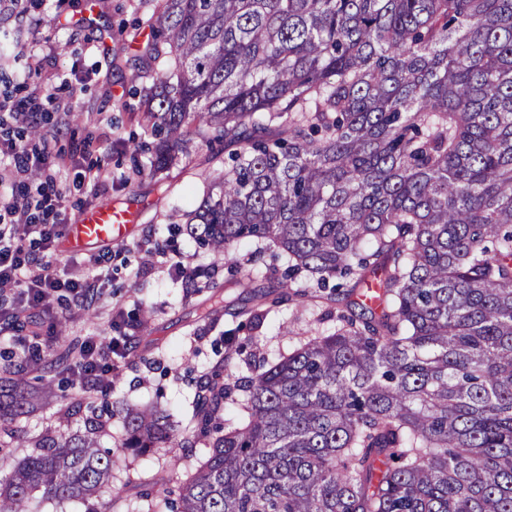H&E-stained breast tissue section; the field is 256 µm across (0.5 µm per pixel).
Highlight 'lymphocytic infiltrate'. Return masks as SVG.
Wrapping results in <instances>:
<instances>
[{
	"mask_svg": "<svg viewBox=\"0 0 512 512\" xmlns=\"http://www.w3.org/2000/svg\"><path fill=\"white\" fill-rule=\"evenodd\" d=\"M8 159V167L0 170V294L20 286L16 302L0 304V318L9 317L19 324L20 309L50 310L56 300L71 301L74 311H81L98 282L106 274L99 258L88 262L84 279L62 278L52 257L59 233L50 224L56 207L63 198L52 173L54 153L51 143L42 151L30 152L13 137L0 138V159ZM39 172L44 180L36 191L24 190L22 180L31 172ZM130 345L126 335L88 338L70 366L75 379L97 387L101 378L111 376L112 366L104 360L105 352L125 355Z\"/></svg>",
	"mask_w": 512,
	"mask_h": 512,
	"instance_id": "lymphocytic-infiltrate-1",
	"label": "lymphocytic infiltrate"
}]
</instances>
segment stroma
Here are the masks:
<instances>
[{
	"mask_svg": "<svg viewBox=\"0 0 512 512\" xmlns=\"http://www.w3.org/2000/svg\"><path fill=\"white\" fill-rule=\"evenodd\" d=\"M149 12L142 0H0V101L32 96L40 108L39 137H23L37 150L45 138L72 170L103 164L112 182L101 195L89 187L69 184L59 220L76 222L83 211L101 201L138 210L137 228L127 242L89 245L85 252L59 250L62 273L80 275L87 256L107 258L108 280L102 281L84 310L58 307L42 315L46 358L26 377L32 387L47 389L49 399L18 424L20 448L15 458L45 431L80 427L79 413L59 372L71 362L69 348L81 337L108 332L113 307L139 316L128 328L134 346L113 363L108 397L115 414L100 436L103 446H115L122 432L120 411L128 406L156 405L172 421L188 426L195 409L197 380L224 356V333L241 321L236 311L252 306L249 289L230 284V259L246 260L253 243L241 244L233 258L208 253L187 235L184 214L202 199L200 174L224 166L223 147H212L192 136L181 162L159 175L149 171L147 156L132 160L128 141L151 144L140 98L130 91L126 59L137 46L118 41V28L145 22ZM171 247L197 266L196 287L171 280L160 267L143 263L142 242ZM328 303L294 297L250 329V357L237 359L232 377L250 375L259 361H274L306 337L333 328ZM202 443L163 448L144 456H126L112 471V488L121 494L114 512H146L143 483L177 485L203 457Z\"/></svg>",
	"mask_w": 512,
	"mask_h": 512,
	"instance_id": "obj_1",
	"label": "stroma"
}]
</instances>
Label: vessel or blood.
<instances>
[{"label":"vessel or blood","mask_w":512,"mask_h":512,"mask_svg":"<svg viewBox=\"0 0 512 512\" xmlns=\"http://www.w3.org/2000/svg\"><path fill=\"white\" fill-rule=\"evenodd\" d=\"M136 219V213L131 210L100 205L85 211L79 221L68 225L64 241L73 252L89 244L121 243L132 234Z\"/></svg>","instance_id":"b4317fda"}]
</instances>
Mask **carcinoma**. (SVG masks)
<instances>
[{"label": "carcinoma", "instance_id": "carcinoma-1", "mask_svg": "<svg viewBox=\"0 0 512 512\" xmlns=\"http://www.w3.org/2000/svg\"><path fill=\"white\" fill-rule=\"evenodd\" d=\"M151 2L131 78L152 79L150 169L193 134L228 149L187 233L276 252L281 287L344 311L227 382L226 336L195 403L208 453L147 512H512V0ZM22 371L0 375V512H112L109 390L72 385L84 429L14 462L10 425L43 399ZM186 442L165 410L124 411V451Z\"/></svg>", "mask_w": 512, "mask_h": 512}]
</instances>
